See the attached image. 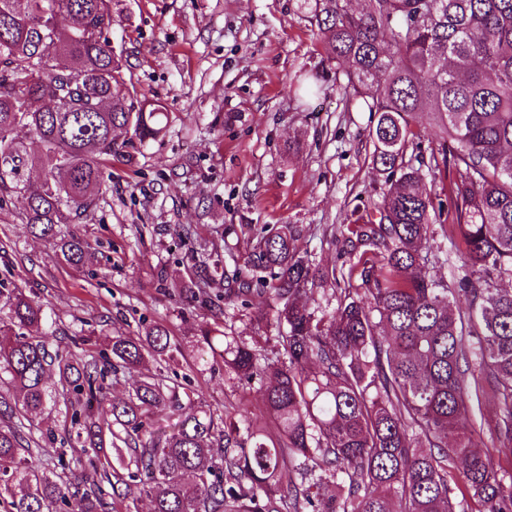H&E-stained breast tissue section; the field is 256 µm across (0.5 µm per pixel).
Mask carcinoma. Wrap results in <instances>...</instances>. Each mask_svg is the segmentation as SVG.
<instances>
[{
	"label": "carcinoma",
	"mask_w": 512,
	"mask_h": 512,
	"mask_svg": "<svg viewBox=\"0 0 512 512\" xmlns=\"http://www.w3.org/2000/svg\"><path fill=\"white\" fill-rule=\"evenodd\" d=\"M120 2L0 0V203L23 196L20 223L36 237L92 220L106 163L170 122L116 91L127 70L109 37ZM348 2L298 9L327 60L345 63L344 93L376 115L372 163L389 188L374 212L330 228L338 267L298 246L296 224L253 227L258 276H230L192 250L178 291L186 306L212 302L217 285L226 307L271 301L251 315L275 326L271 354L211 328L197 344L259 385L275 431L183 400L162 370L105 405L108 378L147 357L173 362L181 343L156 323L112 337L99 360L53 351L46 305L0 283V512H112L134 493L152 512H457L456 490L479 512H512L495 461H512V289L501 287L512 282V0H366L361 12ZM417 112L439 130L427 159ZM439 194L465 245L446 282L429 271ZM60 251L83 265L82 238H62ZM328 290L330 315L319 302ZM60 396L64 426L101 461L98 480L74 483L34 461L42 449L26 413ZM486 399L498 413L476 425L472 408ZM478 431L499 446L480 447ZM318 469L336 479L333 495L318 492Z\"/></svg>",
	"instance_id": "cac0c4a2"
}]
</instances>
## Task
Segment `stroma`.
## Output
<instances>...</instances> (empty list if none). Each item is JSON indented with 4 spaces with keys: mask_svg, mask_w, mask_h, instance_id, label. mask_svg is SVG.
Instances as JSON below:
<instances>
[{
    "mask_svg": "<svg viewBox=\"0 0 512 512\" xmlns=\"http://www.w3.org/2000/svg\"><path fill=\"white\" fill-rule=\"evenodd\" d=\"M112 48L128 61L129 90L160 102L166 132L105 167L92 221L72 225L89 244L81 269L61 262L53 242L16 221L19 200L0 210V281L25 288L47 307L52 344L85 359L100 358L104 337L132 335L161 323L183 346L172 362L176 384L215 414L245 412L267 422L258 386L225 373L221 360L196 348L210 308L175 298L186 276V251L175 229L194 224L206 241H223L226 272H247V234L224 236L228 224H297L301 248L333 266L322 242L328 225L353 209L373 208L384 176L372 164L368 136L374 113L340 91L342 66L326 61L317 28L297 0H123L112 22ZM318 75L304 97L299 78ZM227 308L225 335L246 340L275 331L257 327L251 308ZM95 334L97 343L76 345ZM43 452L38 463L68 465L73 481L95 472L79 445L67 442L54 409L30 415Z\"/></svg>",
    "mask_w": 512,
    "mask_h": 512,
    "instance_id": "obj_1",
    "label": "stroma"
}]
</instances>
